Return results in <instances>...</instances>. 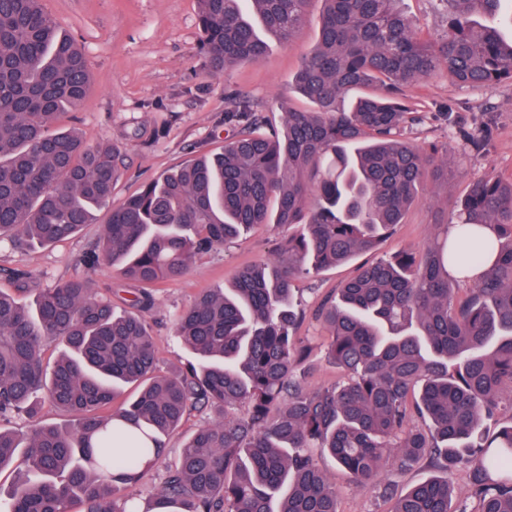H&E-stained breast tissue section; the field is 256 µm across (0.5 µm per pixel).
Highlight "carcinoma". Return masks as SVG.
<instances>
[{"label":"carcinoma","instance_id":"1","mask_svg":"<svg viewBox=\"0 0 512 512\" xmlns=\"http://www.w3.org/2000/svg\"><path fill=\"white\" fill-rule=\"evenodd\" d=\"M309 0H248L281 41L302 26ZM319 41L295 75L311 112L270 126L248 98L229 99L233 128L203 153L112 206L88 263L104 261L138 285L131 310L87 278L38 291L31 308L0 291V420L38 414L41 399L71 413L67 426L28 434L0 427V473L25 449L3 512H338L335 486L310 449L327 450L356 486L423 461L436 471L391 496L390 512L450 507L448 471L469 467L477 512H512V180H478L420 254L364 264L323 303L328 357L348 373L310 388L293 282L373 251L402 223L428 175L448 163L410 148L422 120L404 101L415 82L444 74L484 87L512 81L503 0H441L442 39H421L398 0H322ZM202 50L215 75L261 59L268 43L243 0H198ZM91 85L77 43L41 0H0V242L49 247L74 237L110 204L121 177L117 147L90 148L57 128ZM370 92L341 106L352 88ZM258 224L299 230L275 258L242 268L235 288L198 294L175 332L196 362L161 374L148 316L154 290L183 277L194 256ZM488 266L458 300L448 264ZM63 353L47 367L43 341ZM139 393L113 407L119 387ZM278 415L271 416L273 409ZM213 418L168 465L150 507L133 490L193 412Z\"/></svg>","mask_w":512,"mask_h":512}]
</instances>
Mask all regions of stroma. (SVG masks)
<instances>
[{"label":"stroma","mask_w":512,"mask_h":512,"mask_svg":"<svg viewBox=\"0 0 512 512\" xmlns=\"http://www.w3.org/2000/svg\"><path fill=\"white\" fill-rule=\"evenodd\" d=\"M42 5L59 28L76 39L91 77L88 96L75 112L62 118V126L76 129L89 145L108 141L121 149L124 175L112 193L113 202L190 163L198 153L221 147L230 133L224 123L229 92L246 95L276 127L282 125L287 110L311 107L299 92L294 74L301 57L317 44L320 0H311L308 19L291 42L271 40L263 58L218 77L208 74L199 48L197 0H42ZM399 6L422 38L433 40L444 34L440 0H400ZM406 101L422 110L423 119L405 131L404 140L426 151L437 148L438 159L447 161L452 177L444 187L425 182L404 223L378 250L295 281V294L304 310L295 336L308 348L312 367L308 381L315 387L341 377L326 357L328 333L315 315L324 297L351 278L358 263L423 249L433 224L455 222L457 204L473 182L487 176L512 179L511 82L461 87L437 75L413 84ZM467 131L482 137L481 147H472L464 139ZM108 217V210L98 211L95 223L79 236L49 248L23 251L0 243V288L10 289L7 272L11 269L34 273L38 288L83 276L99 291H111L114 304L124 307L133 284L121 280L108 264L92 268L85 262ZM288 234L285 227L256 226L233 244L199 253L182 278L162 284L149 315L159 371L183 367L195 359L174 334L176 318L194 296L208 288L232 287L242 265L273 258ZM208 419V414L192 413L169 436L165 456L137 488L141 499L152 496L187 437ZM314 458L338 489L339 512H389L391 503L382 498L380 487L355 486L332 457L318 452Z\"/></svg>","instance_id":"stroma-1"}]
</instances>
